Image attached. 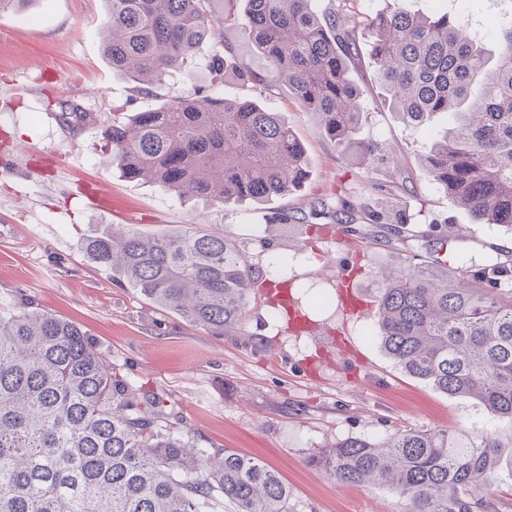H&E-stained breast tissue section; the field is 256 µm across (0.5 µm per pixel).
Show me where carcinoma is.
Returning <instances> with one entry per match:
<instances>
[{"label":"carcinoma","instance_id":"1","mask_svg":"<svg viewBox=\"0 0 512 512\" xmlns=\"http://www.w3.org/2000/svg\"><path fill=\"white\" fill-rule=\"evenodd\" d=\"M103 54L112 69L153 94L172 70L191 71L212 42V80L224 82V17L213 0H105ZM244 20L272 64L264 76L233 73L253 96L204 88L105 126L112 164L128 179L229 205L286 196L308 177L296 134L259 102L284 81L320 118L341 155L370 170L385 157L356 137L364 87L351 77L360 43L374 79L401 120L434 114L453 127L427 147L422 168L475 224L512 231V19L496 49L448 14L416 15L405 0L365 22L345 9L317 13L312 0H246ZM367 224L406 223L399 195L364 209ZM87 259L153 303L219 336L242 334L263 277L241 246L185 227L143 235L116 225L83 244ZM439 259L381 275L379 338L409 376L479 402L509 433L458 436L398 430L323 448L310 463L343 485H373L405 501L403 512H506L499 489L512 474V266ZM288 486L263 461L200 448L177 430L163 400L112 367L75 323L24 308L0 314V512H293Z\"/></svg>","mask_w":512,"mask_h":512}]
</instances>
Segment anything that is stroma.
I'll list each match as a JSON object with an SVG mask.
<instances>
[{"label": "stroma", "mask_w": 512, "mask_h": 512, "mask_svg": "<svg viewBox=\"0 0 512 512\" xmlns=\"http://www.w3.org/2000/svg\"><path fill=\"white\" fill-rule=\"evenodd\" d=\"M407 6L448 12L488 37L494 21L512 12V0H408ZM213 8L231 16L225 55L268 74L270 64L242 20L244 0H214ZM106 15L105 0H35L28 10L0 13V310L40 309L79 324L117 377L162 396L179 430L200 447L229 448L271 466L287 484L295 512H402L396 495L337 484L308 459L351 437L495 427L477 401L447 396L405 374L376 338L381 269L415 254L449 260L466 252L512 262V234L471 224L467 210L418 164L447 128V115L423 127L405 125L372 83L368 64L354 67L353 77L367 86L359 136L387 145L401 164L395 174L381 163L366 172L347 165L317 116L303 111L281 83L263 104L281 113L304 147L310 177L301 189L229 206L185 198L124 178L108 163L102 129L212 85V47L198 48L192 71H171L156 95H141L103 54ZM66 103L86 112V120L63 125L57 115ZM391 179L407 221L372 225L364 241L331 219L304 235L291 224L261 229L271 213L297 218L322 201L360 219L362 207L378 196L377 184ZM126 210L145 233L190 224L239 242L268 282L292 293L308 329H288L282 308L257 293L243 313L244 335L218 336L113 281L86 258L82 244L122 223ZM466 223L477 241H442V233ZM341 274L354 280L361 297L362 310L353 316L336 312Z\"/></svg>", "instance_id": "obj_1"}]
</instances>
